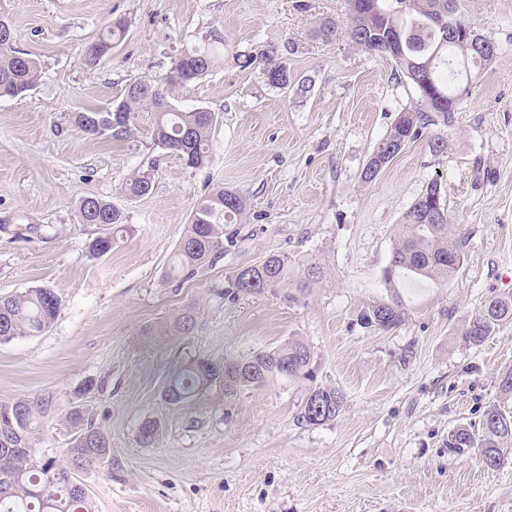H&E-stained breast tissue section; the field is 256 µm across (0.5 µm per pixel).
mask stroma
<instances>
[{
  "mask_svg": "<svg viewBox=\"0 0 512 512\" xmlns=\"http://www.w3.org/2000/svg\"><path fill=\"white\" fill-rule=\"evenodd\" d=\"M460 6L496 60L460 104L446 149L433 150L438 128L427 126L367 183L369 155L420 96L392 59L343 36L315 38L323 18L344 20L347 0H0L16 48L40 71L34 90L0 97V296L46 287L61 299L48 332L0 343V405L49 399L33 437L40 461L69 448L71 410L108 436L109 455L79 475L94 512H512V457L489 469L448 448L450 431L480 423L512 368V322L478 347L463 336L490 297L512 296V0ZM116 18L123 39L89 66L88 47ZM214 30L222 65L167 88L176 108L219 115L205 167L155 145L153 113H137L123 139L73 122L120 102L133 81L164 77ZM270 52L289 90L269 84ZM243 54L255 58L246 69ZM147 170L151 191L126 195ZM432 180L464 235L463 263L443 287L404 289L398 327L364 326L361 313L390 295L398 226ZM217 186L248 199L235 239L170 288L189 213ZM87 197L128 216L99 257L88 245L104 225L79 221ZM274 253L299 276L318 267V282L212 293ZM189 302L200 307L191 333L149 336ZM292 338L317 353L319 382L346 398L332 423L296 424L298 382L229 395L218 381L184 405L161 398L187 361L220 364ZM147 417L162 422L150 447L137 436Z\"/></svg>",
  "mask_w": 512,
  "mask_h": 512,
  "instance_id": "35a3bbf8",
  "label": "stroma"
}]
</instances>
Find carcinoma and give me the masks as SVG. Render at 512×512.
Masks as SVG:
<instances>
[{
	"label": "carcinoma",
	"instance_id": "1",
	"mask_svg": "<svg viewBox=\"0 0 512 512\" xmlns=\"http://www.w3.org/2000/svg\"><path fill=\"white\" fill-rule=\"evenodd\" d=\"M460 8L459 0H348V14L343 25L333 18L321 20L315 36L331 43L344 29L345 36L362 50L379 55L390 52L391 39L401 37L403 55L394 61L403 75L416 87L421 108L401 112L387 135L376 145L374 153L383 166H367L362 171L366 182L373 181L397 156L389 152L394 143L407 144L426 125L451 128L455 113L451 105L470 79L497 58L494 43L486 42L484 51L469 46L456 35L425 25L431 15L448 16V5ZM125 23L113 21L102 37L87 51V62L94 66L125 34ZM224 37L212 34L203 43L181 50L170 74L161 80L135 81L128 85L125 99L103 112H76V124L90 134L122 137L129 133L135 113L147 110L155 114L154 143L177 153L193 169L210 161L209 140L218 116L200 119L196 110H178L167 98L166 85L187 83L212 72L221 63L217 46ZM39 66L28 54L16 50L13 34L0 36V97L20 96L34 89ZM151 176L142 172L130 179L124 191L132 197L150 192ZM110 212L112 232L96 238L89 246L94 255L112 249V237L127 221L124 211L98 198L88 197L79 205L80 223L95 224L99 213ZM246 211L245 197L238 191L218 186L201 198L192 210L176 251L168 278L182 283L193 279L199 271L224 254V226L237 223ZM463 242L450 234L448 209L437 182L428 183L407 211L393 240L389 265L384 271L390 298L362 312L365 325L383 330L398 326L405 314V301L398 289L423 281L433 285L447 283L461 262ZM317 268L309 267L304 277L290 280V264L284 256L269 255L263 261L244 267L227 280L223 288L213 292L224 297L239 293H259L267 288L295 285L304 290L315 282ZM61 300L50 288H31L19 294L0 297V343L18 337L39 336L55 322ZM198 306L186 305L160 328L158 335L184 333L195 325ZM512 321V297H493L468 319L464 336L473 346L484 343L504 323ZM231 361L258 370L257 377L241 389L265 386L273 381H298L308 384L306 396L295 416L303 426H320L336 420L344 409L343 393L317 383L319 362L314 350L300 339L272 349L254 351ZM224 379L221 367L203 359H195L176 369L168 378L162 399L169 405H180L193 399L212 382ZM499 400L487 406L480 427L460 426L448 433V447L461 451L476 450L489 468L499 467L512 452V412L504 404L512 401V368L502 372L498 382ZM39 399L20 400L0 407V512H93L84 489L66 481L64 475L88 470L110 453V441L99 430L88 425L80 429L66 451L62 462H39L31 452V425L43 413ZM161 421L142 420L138 439L155 444Z\"/></svg>",
	"mask_w": 512,
	"mask_h": 512
}]
</instances>
